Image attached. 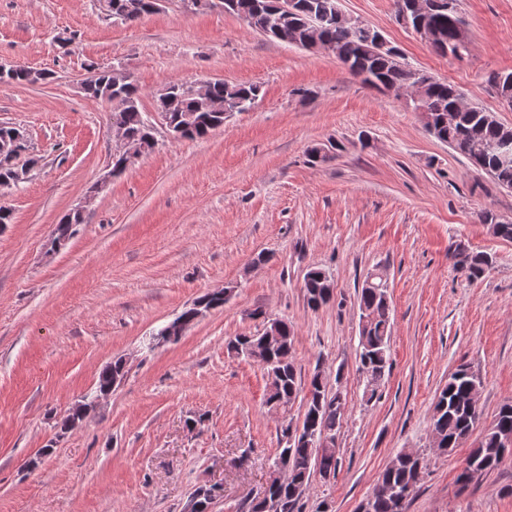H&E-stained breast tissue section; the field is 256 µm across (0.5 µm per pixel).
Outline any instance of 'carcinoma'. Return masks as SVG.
<instances>
[{
  "mask_svg": "<svg viewBox=\"0 0 512 512\" xmlns=\"http://www.w3.org/2000/svg\"><path fill=\"white\" fill-rule=\"evenodd\" d=\"M155 0H100L106 15L132 24L142 15L153 12ZM271 0H228L224 7L259 33L281 43L310 46L311 33L318 31L322 43L330 46L332 54L349 64V70L363 77V82L377 88L379 84L405 90L421 81L424 99L414 109H423L430 117L438 119L460 97V91L452 84L442 82L428 72L413 69L396 61L387 53H374L368 49L365 39L357 34L354 24L340 17L337 0H297L294 12L276 15L269 10ZM424 22L436 33L432 49L440 56L463 55L466 48L457 39L458 25L463 23L457 7L451 11L435 10L424 16ZM113 73L102 71L85 83V93L94 100L111 104L112 125L121 129L132 146L151 151L155 145L154 128L145 114L139 88L132 82L115 86ZM510 73L493 72L488 83L495 93L512 96V83H507ZM50 79V74L28 67L15 66L0 69L1 83L37 84ZM260 94L254 84L225 83L215 80L208 83L205 94L200 95L194 85L172 83L159 95L155 111L163 125L175 139L204 138L224 126V109L246 112ZM19 128L0 124V189L15 184L17 160L29 153V145L13 144ZM507 135L500 125L490 119V113L476 106L460 111V120L450 126L442 124L435 137L447 143L455 151L466 156L475 166L490 174L500 185L512 188V158L507 160L499 144ZM84 217L74 211L57 225L54 241L61 243L72 234V226L81 224ZM457 269L470 280L479 279L491 268L492 258L484 253H474L467 248L453 252ZM327 273L313 267L304 276L303 288L307 304L317 309L327 304L333 296L325 288ZM359 309L368 311L369 323L359 331V371L372 375H385L390 366L391 300L388 289L362 285L359 293ZM280 343L267 351L252 336H236L227 342V349L238 356L255 360L262 366L268 378L265 402L288 411L297 398L306 407L303 425L320 436L329 438L332 447L319 449L318 442L301 440L293 442L280 452L291 456L288 487L272 484L260 491L246 506L245 512H268L267 495L281 498L275 512H301L300 500L291 494V486L307 485L313 470L321 477L336 474L340 464V448L337 432L343 414L337 412L336 396L328 393L326 379L317 368L309 378L301 376V370L289 358L293 350L295 331L286 320L278 322ZM126 374L122 360L117 359L100 374L95 390L102 393L112 389V378ZM480 379L467 365L459 366L448 377L434 403L431 428L439 435L445 451L449 452L472 435L480 418L478 407L471 398L473 386ZM512 439V401L499 407L494 420L482 431L474 449L466 459V465L458 480L467 486L478 481L499 466L512 454V446L505 440ZM426 470L423 457L417 453H401L393 458L379 474L372 493L367 498L368 512H405L404 504L396 501L392 489L399 488L413 495L422 474Z\"/></svg>",
  "mask_w": 512,
  "mask_h": 512,
  "instance_id": "1",
  "label": "carcinoma"
}]
</instances>
